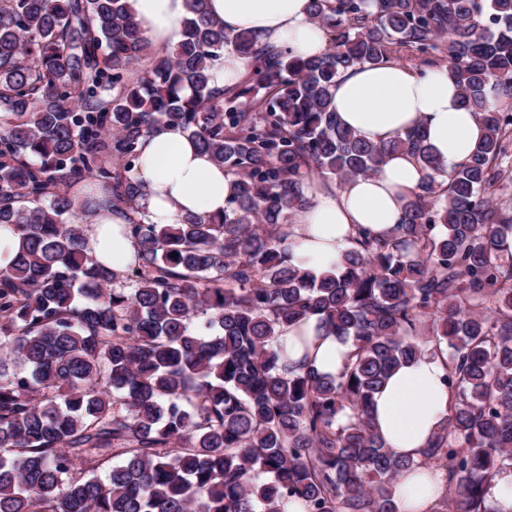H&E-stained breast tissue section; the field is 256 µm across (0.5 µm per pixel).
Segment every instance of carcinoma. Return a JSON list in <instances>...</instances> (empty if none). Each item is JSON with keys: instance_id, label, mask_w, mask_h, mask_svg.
<instances>
[{"instance_id": "carcinoma-1", "label": "carcinoma", "mask_w": 512, "mask_h": 512, "mask_svg": "<svg viewBox=\"0 0 512 512\" xmlns=\"http://www.w3.org/2000/svg\"><path fill=\"white\" fill-rule=\"evenodd\" d=\"M186 2L183 40L154 53L129 0H0V225L20 240L0 270V512H397L394 487L419 468L442 473L448 512H499L512 0H311L332 49L307 58ZM227 49L248 59L229 85L213 71ZM400 50L446 60L485 126L446 182L420 133L371 143L330 108L342 74ZM161 123L235 177L224 217L135 214L139 142ZM397 151L427 170L397 233L358 229L337 272L291 264L313 177L371 176ZM85 179L105 199L70 196ZM105 202L138 246L128 272L85 250L84 214ZM312 315L353 343L335 377L276 347ZM425 355L446 365L448 417L402 457L374 431L373 395Z\"/></svg>"}]
</instances>
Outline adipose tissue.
Returning <instances> with one entry per match:
<instances>
[{
	"label": "adipose tissue",
	"mask_w": 512,
	"mask_h": 512,
	"mask_svg": "<svg viewBox=\"0 0 512 512\" xmlns=\"http://www.w3.org/2000/svg\"><path fill=\"white\" fill-rule=\"evenodd\" d=\"M148 28L156 50L183 38L186 0H130ZM210 18L233 31H247L260 42L287 44L307 57L328 52L327 32L310 20V0H207ZM332 107L339 120L361 138L388 143L423 130L425 141L453 171L466 162L484 135L480 121L465 110L450 68L419 74L393 63L361 66L340 76ZM426 176L421 161L407 153L388 155L379 170L341 188L316 187L309 209L290 228L295 265L324 272L334 269L355 245V229L394 231L409 197ZM135 178L141 193L136 209L156 224H174L189 215L223 214L234 179L209 155L199 152L181 129L158 125L143 137ZM125 216L109 211L86 216V249L112 268L134 265L137 247L124 233ZM280 343L288 362L327 376L343 368L349 341L326 334L318 318L286 327ZM446 374L439 359L425 356L397 368L374 397L378 434L397 454L415 457L448 414ZM442 490L441 478L421 471L404 477L394 497L399 512H427Z\"/></svg>",
	"instance_id": "ef3b65f1"
}]
</instances>
